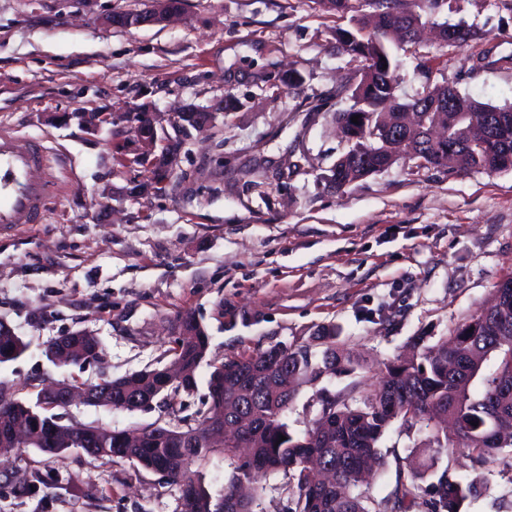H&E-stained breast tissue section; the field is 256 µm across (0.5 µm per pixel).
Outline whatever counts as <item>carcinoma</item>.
<instances>
[{
  "label": "carcinoma",
  "mask_w": 512,
  "mask_h": 512,
  "mask_svg": "<svg viewBox=\"0 0 512 512\" xmlns=\"http://www.w3.org/2000/svg\"><path fill=\"white\" fill-rule=\"evenodd\" d=\"M328 9L349 17L350 26L334 30L336 51L360 63L359 80L351 87L352 104L336 112L349 150L331 169L328 180L336 189L383 171L400 155L424 167L495 173L512 169V104L492 105L461 94L444 82L408 100L397 95L399 62L392 45L416 43L423 15H432L447 0H321ZM413 111L412 125L400 124V113ZM359 117V123L351 118ZM439 126L443 141H431L428 130ZM174 357L183 375L169 378L166 367H154L118 378H104L97 386L107 395L96 402L115 410H144L168 391L192 393L197 370L206 359L208 336L189 312L180 316ZM452 336L432 347L426 337L412 339L416 353L395 359L380 370L382 383L364 402L354 407L355 389L321 390L320 417L302 436L289 432L284 421L297 394L284 392L279 377L316 381L325 374L352 371L336 354L333 336L327 334L320 354L301 346L291 350L281 344L212 363L207 407L197 411L196 425L142 428L135 448L124 443L125 430L102 433L88 426L72 427L73 447L94 457L129 461L152 472H162L179 486L178 512H255L253 500L236 497L238 487L256 471L283 472L288 476L286 512H370L369 496L360 489L364 472L385 466L378 442L388 425L400 418L413 425L426 422L430 450L452 454L463 447L477 469L501 465L512 470V459L502 457L512 440L499 436L496 422L512 419V288H494L488 305L451 328ZM27 344L0 323V363L20 357ZM66 364L81 366L98 359V339L86 332L70 334ZM480 380V389L471 386ZM46 408L35 409L22 401L0 398V453L15 449L8 441L11 425L26 422L29 446L57 455L55 431L62 428ZM243 417L246 428L224 437V458L236 461L224 493L214 498L201 486L191 465L210 451V438L230 431L228 423ZM478 426H473V423ZM286 440H280V436ZM250 443L252 457L237 459L241 442ZM317 458L334 470L336 482L324 483L309 467ZM426 471L398 470L391 493V512H460L470 497L479 496L484 477L463 482L443 472L423 490Z\"/></svg>",
  "instance_id": "1"
}]
</instances>
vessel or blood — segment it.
<instances>
[{
    "label": "vessel or blood",
    "mask_w": 512,
    "mask_h": 512,
    "mask_svg": "<svg viewBox=\"0 0 512 512\" xmlns=\"http://www.w3.org/2000/svg\"><path fill=\"white\" fill-rule=\"evenodd\" d=\"M59 183L51 157L39 142L0 128V231L42 223Z\"/></svg>",
    "instance_id": "vessel-or-blood-1"
}]
</instances>
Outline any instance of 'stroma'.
Wrapping results in <instances>:
<instances>
[{
	"label": "stroma",
	"instance_id": "stroma-1",
	"mask_svg": "<svg viewBox=\"0 0 512 512\" xmlns=\"http://www.w3.org/2000/svg\"><path fill=\"white\" fill-rule=\"evenodd\" d=\"M152 3L0 0V123L42 143L60 179L44 223L0 235V323L28 345L0 364V395L33 405L50 379L89 384L169 362L174 326L190 312L209 337L194 393L145 411H61L65 426L183 427L208 392L210 363L309 345L329 329L357 366L302 385L284 420L304 434L320 389L372 395L379 367L412 337L435 344L512 273V169L453 173L403 157L335 189L330 170L349 149L335 113L350 104L358 64L331 32L348 20L321 0H184L164 24L103 21ZM428 21L475 35L407 46L401 96L445 81L512 102V0H450ZM188 106L210 123L182 126ZM145 109L184 143L160 179L136 162ZM93 110L111 115L95 131L75 117ZM75 331L97 337L99 358L52 362L47 345ZM425 440L392 422L372 512ZM178 497L161 474L76 448L0 456V512H177Z\"/></svg>",
	"mask_w": 512,
	"mask_h": 512
}]
</instances>
